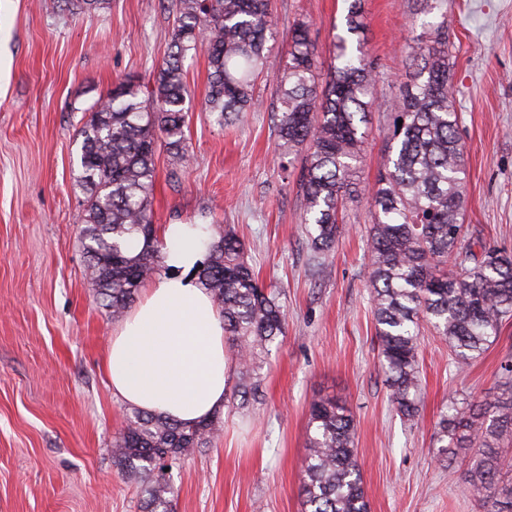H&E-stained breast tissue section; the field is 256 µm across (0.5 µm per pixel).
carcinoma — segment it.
<instances>
[{"label":"carcinoma","mask_w":512,"mask_h":512,"mask_svg":"<svg viewBox=\"0 0 512 512\" xmlns=\"http://www.w3.org/2000/svg\"><path fill=\"white\" fill-rule=\"evenodd\" d=\"M64 10L91 17L107 0H62ZM170 52L158 69L151 97L124 79L99 96L78 130L81 139L73 189L85 195L80 239L91 285L114 319L123 317L142 285L160 272V248L150 207L154 158L165 147L188 162L185 117L191 98L184 62L206 41V109L218 123L242 121L256 108L254 85L270 64L269 0H173ZM364 27L360 0H352L344 34L325 84L315 80L319 53L309 25L296 23L290 50L279 61L277 134L300 160L305 224L317 263L341 234L339 213L358 196L356 178L369 136L368 116L379 93L374 59L349 43ZM442 26L412 47L407 81L390 116L382 172L370 195L373 224L367 246L369 283L380 346V366L395 410L413 419L420 396V326L448 344L461 368L500 339L512 318V253L487 244L463 223L464 146L460 116L449 89V49ZM198 282L221 307L225 347L239 381L233 395L246 406L257 395L259 358L284 333L278 294L259 284L233 230L210 228ZM142 240L134 253L129 240ZM483 399L443 413L433 443L473 454L467 477L484 512H512V360ZM308 453L303 460L304 512H369L355 425L347 408L330 398L310 403ZM224 428L220 416L194 425L134 410L119 432L115 465L147 483L142 512H175L167 470Z\"/></svg>","instance_id":"1"}]
</instances>
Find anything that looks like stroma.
I'll return each mask as SVG.
<instances>
[{
	"mask_svg": "<svg viewBox=\"0 0 512 512\" xmlns=\"http://www.w3.org/2000/svg\"><path fill=\"white\" fill-rule=\"evenodd\" d=\"M273 54L287 55L295 23L310 26L325 80L347 0H270ZM365 49L379 104L359 173L376 180L421 0H361ZM450 89L461 115L464 221L512 253V0H447ZM170 0H110L95 16L60 0H0V512H140L145 484L112 460L127 407L103 368L116 326L95 299L79 241L81 193L72 189L84 115L118 79L143 97L169 52ZM190 166L155 156V225L210 222L245 243L260 281L287 321L262 356L261 391L247 413L226 399L224 433L173 467L176 512H302L308 409L339 399L355 424L369 512H483L467 489L468 458L433 443L448 401L480 400L512 358L504 337L465 369L430 330L420 336L419 412L398 414L379 367L368 288L367 196L347 205L320 277L308 271L299 166L280 146L275 71L260 75V107L246 123L217 125L205 108V54L185 63Z\"/></svg>",
	"mask_w": 512,
	"mask_h": 512,
	"instance_id": "stroma-1",
	"label": "stroma"
}]
</instances>
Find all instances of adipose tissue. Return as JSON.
Masks as SVG:
<instances>
[{
    "label": "adipose tissue",
    "instance_id": "obj_1",
    "mask_svg": "<svg viewBox=\"0 0 512 512\" xmlns=\"http://www.w3.org/2000/svg\"><path fill=\"white\" fill-rule=\"evenodd\" d=\"M159 237L168 271L148 282L114 328L105 367L124 404L196 424L223 411L231 374L224 321L191 276L207 232L201 224H169Z\"/></svg>",
    "mask_w": 512,
    "mask_h": 512
}]
</instances>
